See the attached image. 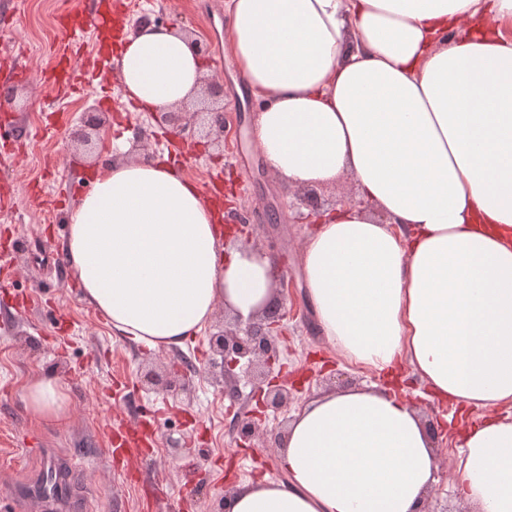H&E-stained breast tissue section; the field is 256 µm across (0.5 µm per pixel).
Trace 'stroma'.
<instances>
[{"label": "stroma", "instance_id": "1", "mask_svg": "<svg viewBox=\"0 0 512 512\" xmlns=\"http://www.w3.org/2000/svg\"><path fill=\"white\" fill-rule=\"evenodd\" d=\"M224 2L139 0L133 14L191 30L207 42L209 71L224 84L225 121L240 126V142H228L220 151L202 138L178 149L161 133L137 157L148 161L173 152L192 183L228 185L236 194L237 212L254 215V223L232 243L276 255L282 275L296 284L285 302L295 314L284 322L280 365L301 388L290 409L267 413L264 437L253 447H237L230 428L235 411L219 375L211 371L219 358L209 338L225 319L223 308H216L207 330L185 348L153 350L115 334L84 302L69 267L56 262L73 204L65 189L84 180L92 162L110 165L113 144L133 138L151 117L125 100L111 58H102L98 72L85 75L80 89L55 78L50 48L60 39L61 0H0V66L17 61L30 73L18 81V106L0 125V196L15 200L0 206V512H10L13 489L36 468L40 448L83 454L98 488L89 499L95 512H224V492L237 483L259 476L284 480L273 438L293 409L334 388L338 375L351 386L388 382L349 363L316 331L301 267L314 224L298 203L300 189L285 188L266 172L251 140L252 119L264 102L236 90L232 55L220 38L228 20ZM89 106L104 113L108 131L85 155L70 151L68 142ZM148 369L185 379L187 391L175 397L154 392L141 382ZM39 376L64 383L69 402L64 424L29 414L25 388ZM148 407L158 411L156 446L140 472L123 464L109 467L99 455L109 425ZM436 448L439 481L428 498L429 512L454 503L455 455L447 435H440Z\"/></svg>", "mask_w": 512, "mask_h": 512}]
</instances>
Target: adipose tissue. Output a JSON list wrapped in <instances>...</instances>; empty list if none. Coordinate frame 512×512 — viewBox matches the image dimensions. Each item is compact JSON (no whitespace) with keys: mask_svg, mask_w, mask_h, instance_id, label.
Here are the masks:
<instances>
[{"mask_svg":"<svg viewBox=\"0 0 512 512\" xmlns=\"http://www.w3.org/2000/svg\"><path fill=\"white\" fill-rule=\"evenodd\" d=\"M224 44L264 100L251 129L286 187L352 174L374 213H326L303 254L320 334L379 373L409 365L432 399L481 409L462 426L454 497L512 512V0H226ZM206 69L154 24L117 71L147 112L192 98ZM68 212L84 300L151 349L184 348L216 305L275 302L270 256L225 247L217 210L167 162H115ZM35 417H68L60 379L26 389ZM285 481L248 480L229 512H420L437 481L411 403L353 386L320 393L281 434Z\"/></svg>","mask_w":512,"mask_h":512,"instance_id":"adipose-tissue-1","label":"adipose tissue"}]
</instances>
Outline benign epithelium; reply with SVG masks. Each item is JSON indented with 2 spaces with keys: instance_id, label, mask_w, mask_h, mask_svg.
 Instances as JSON below:
<instances>
[{
  "instance_id": "obj_1",
  "label": "benign epithelium",
  "mask_w": 512,
  "mask_h": 512,
  "mask_svg": "<svg viewBox=\"0 0 512 512\" xmlns=\"http://www.w3.org/2000/svg\"><path fill=\"white\" fill-rule=\"evenodd\" d=\"M202 107L197 112L186 114L175 108L167 112L151 115L160 128L170 127L178 134L185 130V116L203 115L206 117L207 137L211 143L222 148L226 140V124L224 121L223 84L216 78H206L201 86ZM106 121L95 109H85L83 124L72 136L71 146L75 149L91 144L92 138L100 135ZM285 313L281 308L272 306L261 314L244 321L235 318L244 327L237 331L223 329L211 337L212 348L222 357L221 376L224 377V396L231 404L238 406L232 431L235 440L244 445L259 433L257 417L267 411H281L290 405L293 392L279 380L275 374V366L279 362V336L277 327ZM245 370L250 392L243 395L238 387L236 368Z\"/></svg>"
}]
</instances>
